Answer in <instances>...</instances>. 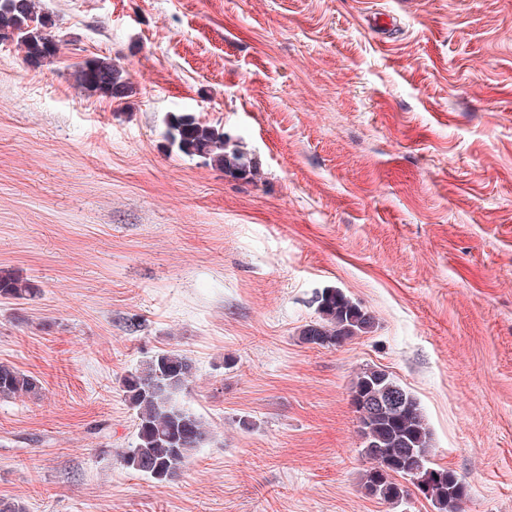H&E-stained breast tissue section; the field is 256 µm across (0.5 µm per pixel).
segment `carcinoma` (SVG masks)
Wrapping results in <instances>:
<instances>
[{"mask_svg":"<svg viewBox=\"0 0 512 512\" xmlns=\"http://www.w3.org/2000/svg\"><path fill=\"white\" fill-rule=\"evenodd\" d=\"M49 14L37 9L35 0H0V38H16L35 62L57 54L48 30ZM79 87L90 95L122 98L130 90L124 70L107 58L94 57L74 72ZM163 137L169 146L188 157H199L235 178L253 175L254 158L224 133L192 112L170 115ZM37 288L11 270L0 269V297L29 300ZM317 317L300 331L304 344L336 347L371 332L374 316L338 288L315 293ZM193 361L178 350H162L143 357L122 381L125 401L134 411L136 437L123 450L124 466L156 482L177 478L198 448L211 440L202 418L178 404V396L193 377ZM41 383L13 365L0 362V399L36 397ZM398 392L399 405H386L362 427L361 454L372 463L362 475L369 496L401 504L409 496L414 478L428 476L425 498L437 512H459L468 495L467 485L455 471L436 467L430 458V430L419 402L386 370L369 367L352 383L349 397L382 399Z\"/></svg>","mask_w":512,"mask_h":512,"instance_id":"carcinoma-1","label":"carcinoma"}]
</instances>
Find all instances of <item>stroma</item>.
<instances>
[{"instance_id":"35a3bbf8","label":"stroma","mask_w":512,"mask_h":512,"mask_svg":"<svg viewBox=\"0 0 512 512\" xmlns=\"http://www.w3.org/2000/svg\"><path fill=\"white\" fill-rule=\"evenodd\" d=\"M55 58L0 39V499L26 512H436L365 494L349 400L380 367L420 403L463 512H512V0H39ZM391 15L392 30L372 25ZM107 57L126 97L73 71ZM193 112L254 180L171 150ZM341 289L375 317L301 343ZM183 351L212 442L123 466L122 379ZM37 293L28 280L23 279L11 270L0 269V297L15 301L29 300ZM41 389V383L35 376L0 362V399L37 397Z\"/></svg>"}]
</instances>
